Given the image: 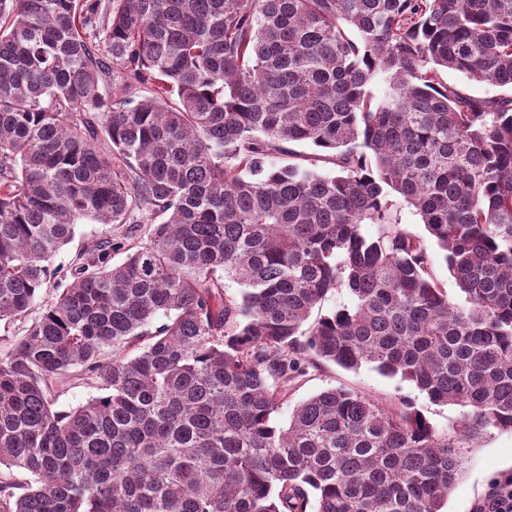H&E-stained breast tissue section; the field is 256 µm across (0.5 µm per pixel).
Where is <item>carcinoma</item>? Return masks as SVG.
<instances>
[{
  "label": "carcinoma",
  "instance_id": "1",
  "mask_svg": "<svg viewBox=\"0 0 512 512\" xmlns=\"http://www.w3.org/2000/svg\"><path fill=\"white\" fill-rule=\"evenodd\" d=\"M444 70L512 89V0H0V322L79 221L161 219L0 352V512H442L459 449L512 432V94ZM296 143L334 171L271 162ZM312 358L470 413L331 388L281 426ZM73 376L99 395L53 409ZM446 82L459 84L468 88V90L477 96H491L507 93L505 89L491 86L479 85L469 81L464 75L458 72L448 71L442 74ZM398 215L402 227L407 228L409 231H412L417 235L425 237L429 241L430 252L432 256V268L436 279L438 280L441 287L445 288L448 292L449 299L458 303H463V298L457 289L455 281L448 273L442 250L439 249L435 242L430 239L428 232L426 231L424 225L421 224L419 217L415 215L412 209L406 205L401 207Z\"/></svg>",
  "mask_w": 512,
  "mask_h": 512
}]
</instances>
